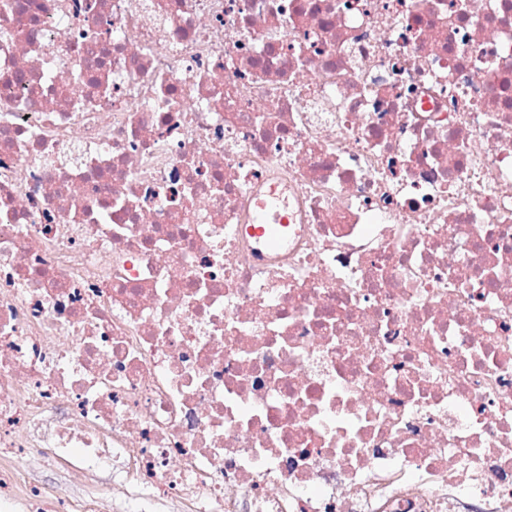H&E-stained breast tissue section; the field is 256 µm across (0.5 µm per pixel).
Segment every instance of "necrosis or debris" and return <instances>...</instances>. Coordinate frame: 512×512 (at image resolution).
<instances>
[{"instance_id":"obj_1","label":"necrosis or debris","mask_w":512,"mask_h":512,"mask_svg":"<svg viewBox=\"0 0 512 512\" xmlns=\"http://www.w3.org/2000/svg\"><path fill=\"white\" fill-rule=\"evenodd\" d=\"M28 448L127 512H512V0H0Z\"/></svg>"}]
</instances>
